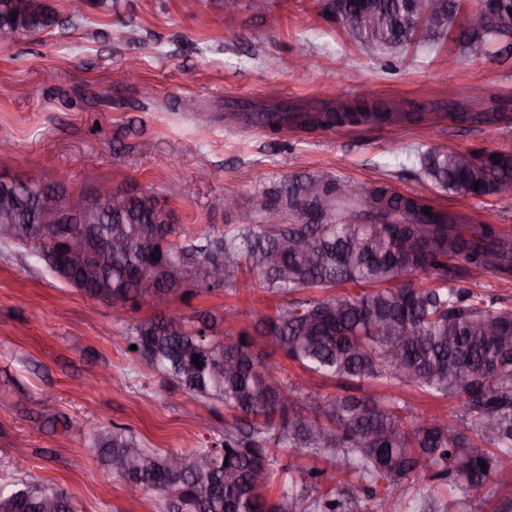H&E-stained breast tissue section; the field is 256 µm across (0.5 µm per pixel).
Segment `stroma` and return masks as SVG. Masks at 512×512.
Listing matches in <instances>:
<instances>
[{
    "label": "stroma",
    "instance_id": "stroma-1",
    "mask_svg": "<svg viewBox=\"0 0 512 512\" xmlns=\"http://www.w3.org/2000/svg\"><path fill=\"white\" fill-rule=\"evenodd\" d=\"M60 24L0 46V176L91 192L84 180L148 189L189 232L224 231L274 184L331 175L385 183L463 223L495 225L512 239V196L475 198L426 181L418 156L431 149L512 150V110L490 124L448 114L449 90L474 111L472 88L512 98V59L493 47L466 50L440 39L432 48L372 54L326 12L328 0H119L117 10L86 9L70 19L68 0H46ZM141 40L126 39L127 25ZM304 108L327 102L408 100L427 111L420 123H365L274 134L239 122L237 100ZM238 209H225V194ZM448 267L463 286L512 300V275ZM165 314L239 312V326L274 314L283 299L261 287L205 290L190 284ZM143 300L117 321L112 307L90 299L37 263L30 251L0 244V478L23 473L63 487L79 512H159L160 497L130 490L104 466L93 433L120 425L148 447L185 450L223 432L233 415L223 402L191 397L169 385L139 355L116 346L117 333L157 315ZM255 351L284 379L319 398L369 396L306 374L271 338ZM412 413L464 417L462 397L436 399L392 386Z\"/></svg>",
    "mask_w": 512,
    "mask_h": 512
}]
</instances>
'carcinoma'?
Listing matches in <instances>:
<instances>
[{"label":"carcinoma","instance_id":"obj_1","mask_svg":"<svg viewBox=\"0 0 512 512\" xmlns=\"http://www.w3.org/2000/svg\"><path fill=\"white\" fill-rule=\"evenodd\" d=\"M0 25L14 36L45 31L59 24L44 0H0ZM509 12L512 0H477L475 14ZM512 42V28L498 35L472 30L461 46L476 50L490 41ZM483 112H463L459 102L448 112L471 123L490 124L512 106L506 97L487 95ZM362 103H324L290 112L279 105L258 108L265 127L278 133L290 127L391 125L421 117L413 110ZM497 159H491L492 155ZM463 164L453 150L420 157L433 185L474 196L500 193L512 183V151H480ZM479 183L474 189L473 183ZM43 187L29 182L22 201L11 205L13 223H0V242L30 248L49 269L64 241L43 233L30 220L42 204ZM69 207L88 213L79 224L96 251L88 265L76 267L86 295L114 306L135 304L145 296H167L190 281L199 287H242L238 273L256 279L269 293L286 298L273 316L255 322L288 358L308 372L357 388L364 383L403 385L427 395L466 398L468 416L459 422L407 412L401 399L345 395L318 401L301 387L283 381L273 366L253 353L247 331L226 343L213 335L232 330L235 309L217 316L197 312L188 323L159 318L131 328L125 341L172 386L198 398L217 399L238 412L246 425H224V433L187 451L147 448L130 430L115 427L99 434L95 445L102 463L126 485L161 496V512H351L359 500L347 481L312 497L310 469L289 478L275 504L266 491L275 479L277 448H305L333 454L359 489L388 503L386 489L424 471L448 480L466 500L479 497L497 469L498 455L512 456V304L470 287H460L448 259L480 269L512 273V245L492 224H462L456 216L423 212L427 204L391 193L383 186L347 189V183L309 175L267 191L264 215L275 224L247 220L223 233L185 231L172 223L155 195L123 196L120 206L89 197ZM291 212L297 223H283ZM219 266V284L196 277L195 268ZM416 272L435 275L434 285L400 282ZM369 286L363 294L300 298L312 289ZM199 356L200 367L192 363ZM253 421H248V418ZM486 470H481V464ZM0 512H78L56 483L33 477L0 480Z\"/></svg>","mask_w":512,"mask_h":512}]
</instances>
